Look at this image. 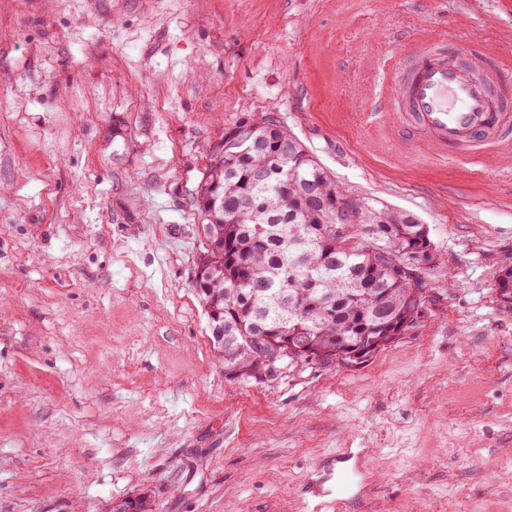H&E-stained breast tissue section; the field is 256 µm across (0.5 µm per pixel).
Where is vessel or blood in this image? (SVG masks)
<instances>
[{"instance_id": "obj_1", "label": "vessel or blood", "mask_w": 512, "mask_h": 512, "mask_svg": "<svg viewBox=\"0 0 512 512\" xmlns=\"http://www.w3.org/2000/svg\"><path fill=\"white\" fill-rule=\"evenodd\" d=\"M498 82L496 71L479 69L467 44L426 47L403 65L397 110L436 145L465 155L489 145L507 146L512 144V101L497 94ZM358 457L345 450L334 465L319 471L311 489L312 512H327L334 487L357 486L359 471L351 462Z\"/></svg>"}]
</instances>
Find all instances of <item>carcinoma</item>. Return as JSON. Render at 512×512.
Wrapping results in <instances>:
<instances>
[{
    "mask_svg": "<svg viewBox=\"0 0 512 512\" xmlns=\"http://www.w3.org/2000/svg\"><path fill=\"white\" fill-rule=\"evenodd\" d=\"M195 203L207 261L194 286L235 377L264 381L271 337L299 336L325 364L364 363L422 312L425 269L411 255L431 249L427 225L350 194L273 116L225 129ZM345 210L357 223H338ZM494 292L511 311V267Z\"/></svg>",
    "mask_w": 512,
    "mask_h": 512,
    "instance_id": "1",
    "label": "carcinoma"
}]
</instances>
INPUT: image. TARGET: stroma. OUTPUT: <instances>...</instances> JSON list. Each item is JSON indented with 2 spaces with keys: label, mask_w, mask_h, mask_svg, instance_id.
Listing matches in <instances>:
<instances>
[{
  "label": "stroma",
  "mask_w": 512,
  "mask_h": 512,
  "mask_svg": "<svg viewBox=\"0 0 512 512\" xmlns=\"http://www.w3.org/2000/svg\"><path fill=\"white\" fill-rule=\"evenodd\" d=\"M512 78V0H0V512H512V150L380 109L425 44ZM273 115L350 192L416 215L423 314L355 367L233 378L193 286L210 150ZM493 290L497 303L506 311L512 310V268H502L495 279ZM359 454V451L355 452L352 448H346L344 452L337 455L334 460L335 463H331L326 470L317 473V477L312 480V501L310 505L312 512H324L330 507L333 490L325 488V484L331 483L335 488V492L336 487L340 485H346L350 489L355 486L360 487L362 484L359 478L360 465L357 468H350L347 464L352 459L355 460V464L359 463L361 460ZM357 478H359L358 481Z\"/></svg>",
  "instance_id": "1"
}]
</instances>
